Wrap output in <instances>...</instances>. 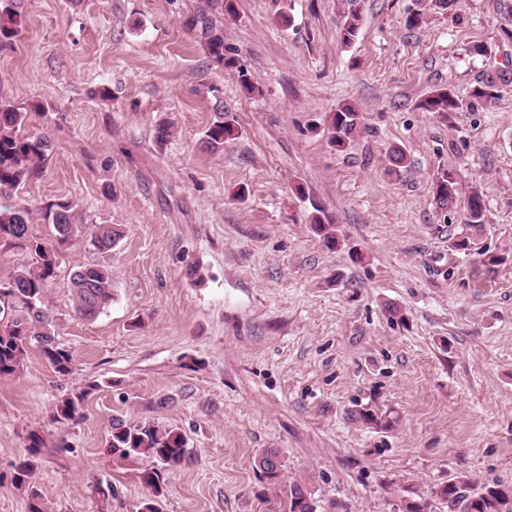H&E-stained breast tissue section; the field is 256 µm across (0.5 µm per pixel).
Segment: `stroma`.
I'll return each mask as SVG.
<instances>
[{"label":"stroma","instance_id":"35a3bbf8","mask_svg":"<svg viewBox=\"0 0 512 512\" xmlns=\"http://www.w3.org/2000/svg\"><path fill=\"white\" fill-rule=\"evenodd\" d=\"M226 1L22 0L21 35L0 50V101L51 149L11 199H72L83 223L124 236L104 253L83 235L62 246L46 298L75 370L59 376L33 349L0 379V473L37 431L51 512H138L145 463L108 446L119 416L187 441L185 460L160 469L161 512H288L295 482L318 512H399L401 497L455 473L512 483V261L490 268L478 254L512 251L501 0L445 14L431 0H356L362 28L348 47L343 0H230L231 15ZM205 5L257 94L188 30ZM419 9L424 23L407 28ZM480 44L488 55L472 53ZM487 75L491 103L445 119L417 107L440 86L468 98ZM219 100L239 136L213 152L204 138ZM346 101L365 130L339 151L327 117ZM393 145L407 154L397 173ZM443 168L482 193L476 250L450 248L466 229L462 209L433 202ZM313 200L336 248L311 229ZM84 264L112 275V301L92 320L75 314L70 288ZM83 390L80 419L53 422L57 402ZM363 407L393 428L355 420ZM268 448L282 460L274 481L257 466Z\"/></svg>","mask_w":512,"mask_h":512}]
</instances>
